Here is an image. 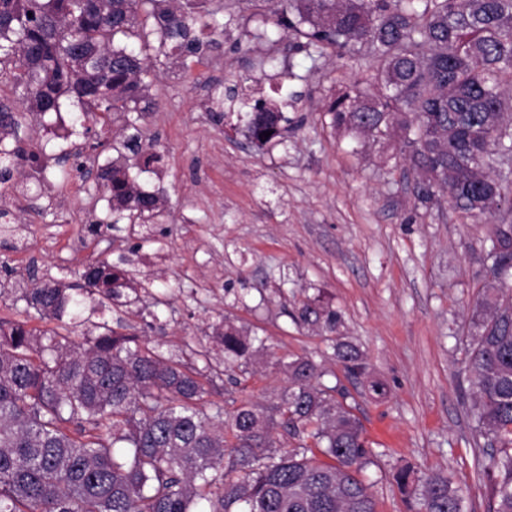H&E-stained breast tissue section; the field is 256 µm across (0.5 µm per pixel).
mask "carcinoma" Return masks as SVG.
<instances>
[{
  "label": "carcinoma",
  "mask_w": 512,
  "mask_h": 512,
  "mask_svg": "<svg viewBox=\"0 0 512 512\" xmlns=\"http://www.w3.org/2000/svg\"><path fill=\"white\" fill-rule=\"evenodd\" d=\"M267 20L318 55L366 48L383 91L348 93L327 111L334 125L374 140L397 134L420 174L416 199L444 196L475 222L491 224L487 269L466 350L471 416L497 445L491 512H512V0H276ZM214 12L179 0H0V75L24 90L27 110L61 117L64 96L81 105L76 120L124 117L134 130L128 153L98 174L113 223L164 214L160 197L141 190V172L161 156L141 141L137 122L155 107L147 91L154 68L177 57L202 59L220 47ZM246 133L258 146L281 136L288 118L275 102L240 98ZM18 115L0 103V184L14 167L48 168L45 150L19 135ZM269 131L271 135L263 136ZM78 288L33 283L22 289L41 331L0 319V512H377L361 474L373 463L358 419L319 380L308 357L288 363V388L275 414L242 403L229 417L206 400L207 365L192 367L83 316L122 297L125 277L106 262L88 265ZM300 320L339 323L329 307L306 305ZM88 325L84 342L75 328ZM224 362L250 355L256 338L227 325L217 333ZM336 355L362 370L346 342ZM298 440L282 452L273 430ZM329 458L321 462L314 450ZM393 479L408 512H465L464 496L441 475L408 466Z\"/></svg>",
  "instance_id": "1"
}]
</instances>
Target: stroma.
<instances>
[{"mask_svg": "<svg viewBox=\"0 0 512 512\" xmlns=\"http://www.w3.org/2000/svg\"><path fill=\"white\" fill-rule=\"evenodd\" d=\"M265 10L264 0H237L234 24L203 64L171 60L156 70L157 107L140 125L162 161L136 181L164 198V223L104 221L98 173L122 145V119L63 140L54 115L23 114L30 144L70 158L41 184L0 194L28 227L21 239L0 223V318L26 320L19 289L31 279L75 284L88 261L123 264L129 302L106 320L185 363L212 366L210 398L225 413L245 400L268 409L288 383L287 363L313 358L324 384L343 389L374 452L365 478L378 512H407L393 480L407 462L451 478L467 512H488L491 447L474 433L464 371L488 227L447 203L419 204L398 137L374 143L332 125L331 100L357 82L379 90L366 51L286 50L263 24ZM233 85L287 100L284 137L259 147L236 113L209 112L215 91ZM92 135L106 148L85 172L77 154ZM64 196L69 222L56 209ZM314 302L339 312L336 330L300 321ZM227 323L266 340L230 369L214 341ZM340 341L358 348L362 376H346L333 349Z\"/></svg>", "mask_w": 512, "mask_h": 512, "instance_id": "obj_1", "label": "stroma"}]
</instances>
